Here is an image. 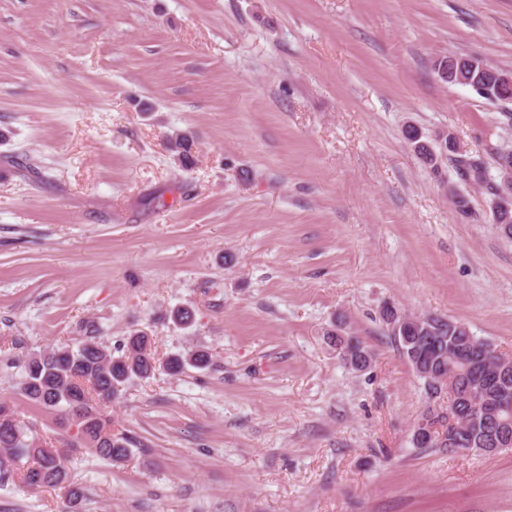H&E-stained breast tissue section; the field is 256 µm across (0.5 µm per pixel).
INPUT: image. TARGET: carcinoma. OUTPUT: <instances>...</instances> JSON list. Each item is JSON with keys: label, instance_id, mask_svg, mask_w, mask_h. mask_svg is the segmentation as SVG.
Masks as SVG:
<instances>
[{"label": "carcinoma", "instance_id": "obj_1", "mask_svg": "<svg viewBox=\"0 0 512 512\" xmlns=\"http://www.w3.org/2000/svg\"><path fill=\"white\" fill-rule=\"evenodd\" d=\"M482 88L481 96L491 102L512 101V87L484 83ZM404 136L431 169L438 170L446 158L460 182L483 189L492 196V221L502 236L512 241V195L500 190L505 179L512 176V150L502 149L495 154L498 171L495 180L480 157L456 154L441 144L435 149L421 140L419 130L413 125L405 128ZM168 146L181 165L192 163L194 141L190 136L176 132L168 138ZM392 314L393 309L387 308L382 318L406 358H411V351L416 347L426 344V336L434 337L432 346L444 356V366L422 377L427 398H432L430 390L436 388L441 378L451 373L460 385L458 405L463 418L483 422L485 409L495 403L496 394L475 383L472 378L474 362L456 360L454 355L464 353L477 359L484 353L493 354L492 345L460 322L411 315L397 318L395 328L389 322ZM333 340L343 357L358 358L370 353L359 337L349 332ZM12 363L22 371L19 383L22 396L36 406L56 412L60 420L74 426L77 440L89 453L109 463L121 464L131 454L130 439L112 433L103 418L101 405L112 402L120 387L133 378H149L160 368L179 374L187 364L204 367L209 363V356L202 351H188L160 364L152 353L149 336L135 332L126 338L125 351L117 357L90 335L74 347L30 353ZM487 441L489 436L481 432L474 437H464L460 448L483 455V444ZM68 462L66 452L42 447L36 437L19 424L10 405L0 401V483L17 479L30 489L64 487L67 495L63 512H73L82 498V491L70 481Z\"/></svg>", "mask_w": 512, "mask_h": 512}]
</instances>
